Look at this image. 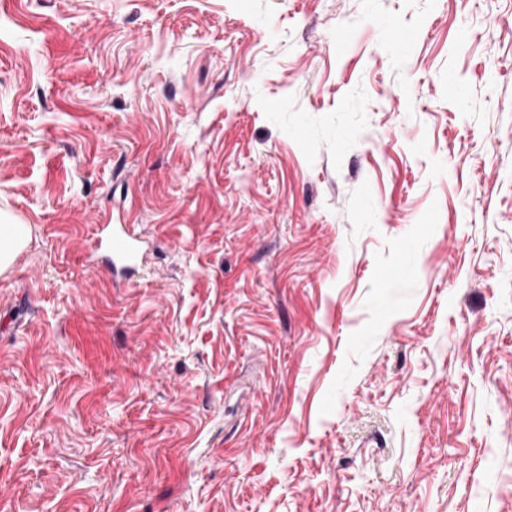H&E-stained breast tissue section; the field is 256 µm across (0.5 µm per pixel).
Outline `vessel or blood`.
Returning a JSON list of instances; mask_svg holds the SVG:
<instances>
[{
    "mask_svg": "<svg viewBox=\"0 0 512 512\" xmlns=\"http://www.w3.org/2000/svg\"><path fill=\"white\" fill-rule=\"evenodd\" d=\"M142 242L127 224H101L96 240L87 256L89 267L106 263L113 276L130 278L136 271L141 256Z\"/></svg>",
    "mask_w": 512,
    "mask_h": 512,
    "instance_id": "vessel-or-blood-1",
    "label": "vessel or blood"
}]
</instances>
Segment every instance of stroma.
Returning <instances> with one entry per match:
<instances>
[{
  "label": "stroma",
  "instance_id": "stroma-1",
  "mask_svg": "<svg viewBox=\"0 0 512 512\" xmlns=\"http://www.w3.org/2000/svg\"><path fill=\"white\" fill-rule=\"evenodd\" d=\"M0 219V512H512V0H0ZM28 243V232L24 224L0 225V272L13 263L15 254ZM96 229L88 266L94 268L103 259L114 277L130 278L139 265L142 250V241L131 230V224H99Z\"/></svg>",
  "mask_w": 512,
  "mask_h": 512
}]
</instances>
